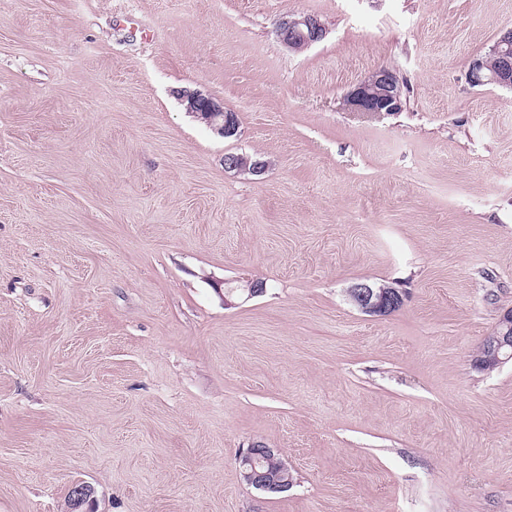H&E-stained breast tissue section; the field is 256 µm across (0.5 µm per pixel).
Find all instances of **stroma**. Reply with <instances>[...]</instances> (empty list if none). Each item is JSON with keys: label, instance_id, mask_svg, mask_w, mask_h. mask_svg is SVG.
Listing matches in <instances>:
<instances>
[{"label": "stroma", "instance_id": "35a3bbf8", "mask_svg": "<svg viewBox=\"0 0 512 512\" xmlns=\"http://www.w3.org/2000/svg\"><path fill=\"white\" fill-rule=\"evenodd\" d=\"M297 12L327 29L300 53ZM510 26L512 0H0V512L77 484L87 512H512V362L473 364L512 309V91L466 79ZM380 67L402 110L352 111ZM358 282L405 303L369 316ZM256 442L288 491L243 481ZM327 35L322 22L312 15H291L283 18L277 26L281 43L292 52H303ZM181 99L186 110L209 127L217 129L224 137H232L238 131V121L234 112L226 111L198 92L184 90ZM253 158V156H250ZM269 162L260 158H245L241 154L230 153L224 157V168L237 173L261 175L268 168Z\"/></svg>", "mask_w": 512, "mask_h": 512}]
</instances>
